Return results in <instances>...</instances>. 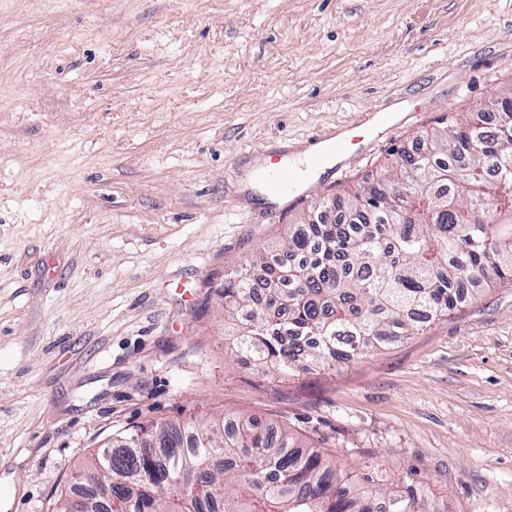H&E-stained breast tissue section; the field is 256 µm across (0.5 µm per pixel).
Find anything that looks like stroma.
Segmentation results:
<instances>
[{"label":"stroma","mask_w":512,"mask_h":512,"mask_svg":"<svg viewBox=\"0 0 512 512\" xmlns=\"http://www.w3.org/2000/svg\"><path fill=\"white\" fill-rule=\"evenodd\" d=\"M511 95L512 0H0V512H53L103 438L227 410L414 472L440 512H512L511 284L275 380L230 355L221 295L316 201ZM341 131L344 173L247 187Z\"/></svg>","instance_id":"obj_1"}]
</instances>
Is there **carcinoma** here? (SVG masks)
<instances>
[{"mask_svg": "<svg viewBox=\"0 0 512 512\" xmlns=\"http://www.w3.org/2000/svg\"><path fill=\"white\" fill-rule=\"evenodd\" d=\"M446 115L375 180L320 200L224 276L229 345L265 375L366 359L512 283V99ZM89 467L110 512H436L423 485H368L273 423L224 413L138 426Z\"/></svg>", "mask_w": 512, "mask_h": 512, "instance_id": "1", "label": "carcinoma"}]
</instances>
